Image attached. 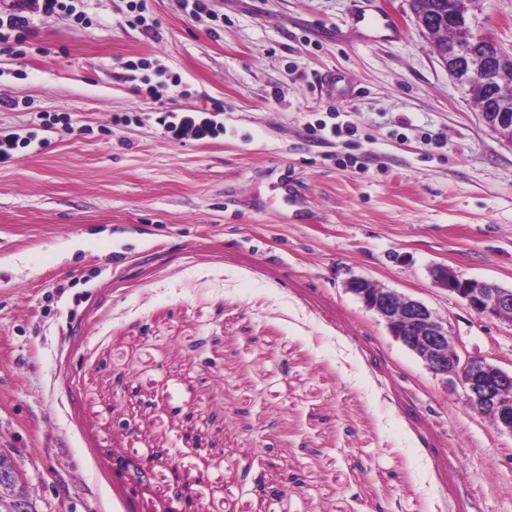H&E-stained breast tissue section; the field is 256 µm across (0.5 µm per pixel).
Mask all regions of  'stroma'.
I'll use <instances>...</instances> for the list:
<instances>
[{
	"mask_svg": "<svg viewBox=\"0 0 512 512\" xmlns=\"http://www.w3.org/2000/svg\"><path fill=\"white\" fill-rule=\"evenodd\" d=\"M374 2L402 41L348 28L360 0H216L219 28L147 0L150 32L127 0H89L91 27L58 17L22 53L0 48V133L69 118L0 163V449L29 512H159L165 461L138 490L113 459L169 448L199 512H512V436L346 289L422 300L512 366V323L432 274L512 287V145L408 0ZM139 58L180 88L130 80ZM332 71L350 94L324 92ZM169 112L224 134L174 139ZM322 121L347 131L312 137ZM269 455L273 500L237 476Z\"/></svg>",
	"mask_w": 512,
	"mask_h": 512,
	"instance_id": "35a3bbf8",
	"label": "stroma"
}]
</instances>
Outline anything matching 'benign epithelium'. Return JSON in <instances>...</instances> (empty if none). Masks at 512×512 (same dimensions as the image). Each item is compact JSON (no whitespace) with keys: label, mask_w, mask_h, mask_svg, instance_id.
<instances>
[{"label":"benign epithelium","mask_w":512,"mask_h":512,"mask_svg":"<svg viewBox=\"0 0 512 512\" xmlns=\"http://www.w3.org/2000/svg\"><path fill=\"white\" fill-rule=\"evenodd\" d=\"M464 21L458 24L459 36L448 49L449 76L478 94L493 81V66L487 59L471 54V42L481 38L495 45L497 54L505 48L483 30L475 15L482 0H460ZM486 126L508 144H512V111L491 107L481 112ZM437 283L456 295L479 316L504 319L512 323V287L495 281L463 278L446 267L435 270ZM348 290L359 298L364 307L383 321L390 336L418 357L425 366L447 385L461 389L468 406L487 415L500 433L512 436V370L508 371L485 356L468 353L452 336L448 319L440 316L423 301L380 286L365 278H353ZM158 454L152 452L138 459H117V469L131 474L140 485L150 474ZM273 464L263 463V469L253 479L254 491L261 497H277L280 490L273 482ZM28 484L10 454L0 451V506L5 512H28L25 508ZM190 498L180 487H174L173 497L162 512H188Z\"/></svg>","instance_id":"7a95c632"}]
</instances>
